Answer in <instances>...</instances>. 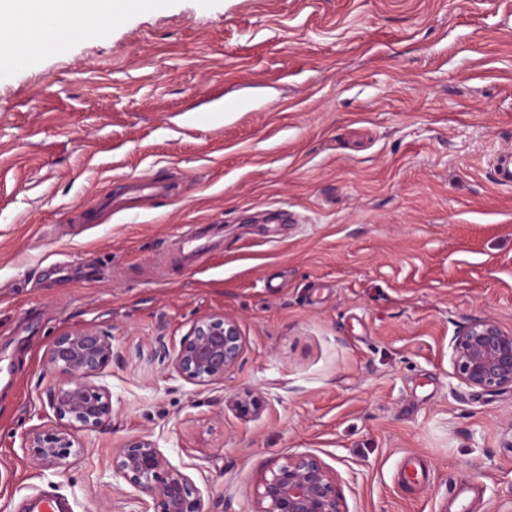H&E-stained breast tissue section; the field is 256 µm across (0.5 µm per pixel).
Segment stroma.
<instances>
[{"label": "stroma", "mask_w": 512, "mask_h": 512, "mask_svg": "<svg viewBox=\"0 0 512 512\" xmlns=\"http://www.w3.org/2000/svg\"><path fill=\"white\" fill-rule=\"evenodd\" d=\"M64 54L0 61V512L37 494L142 512L112 451L147 435L208 512L310 452L346 512H512V392L461 383L449 344L512 331V0H145ZM169 196L80 212L137 177ZM235 319L242 355L198 385L158 349ZM112 338V423L65 469L53 421L68 328ZM249 392V417L233 401Z\"/></svg>", "instance_id": "obj_1"}]
</instances>
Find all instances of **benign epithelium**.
Here are the masks:
<instances>
[{"instance_id": "obj_1", "label": "benign epithelium", "mask_w": 512, "mask_h": 512, "mask_svg": "<svg viewBox=\"0 0 512 512\" xmlns=\"http://www.w3.org/2000/svg\"><path fill=\"white\" fill-rule=\"evenodd\" d=\"M242 341L237 322L223 314L198 319L172 359L177 375L203 385L224 379L239 361ZM114 351L112 337L93 328L62 331L46 359L63 380L47 394L55 421L25 434L24 448L39 466L62 468L84 452L80 433L107 429L112 396L94 379L103 374ZM451 360L459 380L487 393L512 391V332L492 319L464 325L451 341ZM112 473L150 498L143 512H204L192 479L174 467L146 436L124 440L112 453ZM252 512H346L336 473L317 455L291 453L258 480Z\"/></svg>"}]
</instances>
